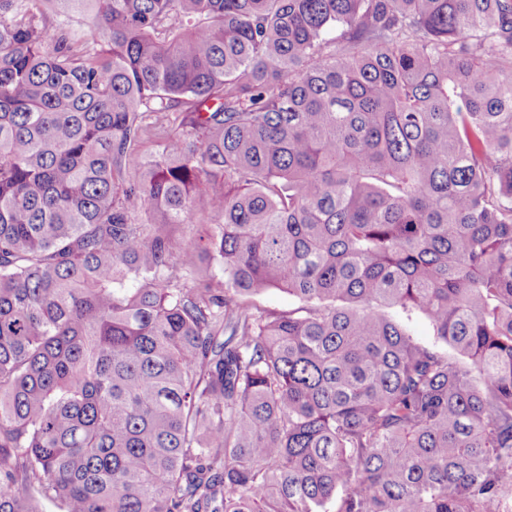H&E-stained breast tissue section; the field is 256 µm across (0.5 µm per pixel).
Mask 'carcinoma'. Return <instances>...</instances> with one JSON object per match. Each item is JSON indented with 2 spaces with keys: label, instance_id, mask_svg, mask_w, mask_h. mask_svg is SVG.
I'll return each instance as SVG.
<instances>
[{
  "label": "carcinoma",
  "instance_id": "1",
  "mask_svg": "<svg viewBox=\"0 0 512 512\" xmlns=\"http://www.w3.org/2000/svg\"><path fill=\"white\" fill-rule=\"evenodd\" d=\"M46 502L512 512V0H0V512ZM258 305L275 311H288L300 306L293 297L285 292L273 289L256 299ZM388 313L398 321L418 342L432 343L434 336L428 320L417 313H405L399 309H390Z\"/></svg>",
  "mask_w": 512,
  "mask_h": 512
}]
</instances>
